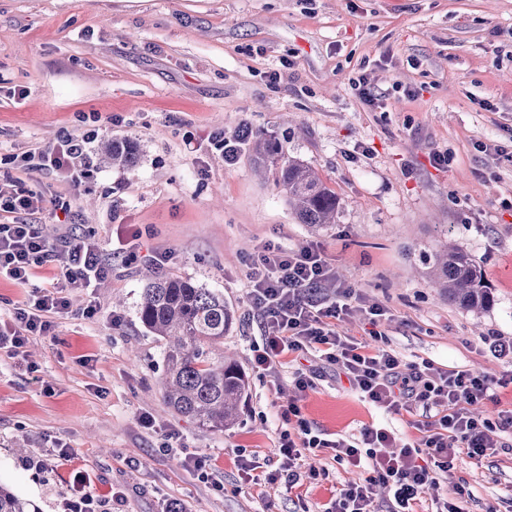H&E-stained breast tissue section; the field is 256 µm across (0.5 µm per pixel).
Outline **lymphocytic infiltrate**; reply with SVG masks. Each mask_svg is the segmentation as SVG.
Masks as SVG:
<instances>
[{"instance_id":"obj_1","label":"lymphocytic infiltrate","mask_w":512,"mask_h":512,"mask_svg":"<svg viewBox=\"0 0 512 512\" xmlns=\"http://www.w3.org/2000/svg\"><path fill=\"white\" fill-rule=\"evenodd\" d=\"M84 150V139L69 136L42 154L40 164L69 173L78 187L94 175L91 167L76 165ZM46 262L57 269L55 282L35 288L12 327L0 328V349L22 348L28 336L48 332L54 317L69 313L66 289L91 288L112 274L111 260L93 237L68 232L51 240L35 224H0V278L29 283L34 269ZM248 269V302L261 327V343L252 354L256 368L274 377L284 357L311 353L335 366L376 408L398 414L420 407L430 415L417 424L418 441L399 447L389 430L372 424L352 439L326 438L304 418L299 404L289 403L281 412L286 427L277 441L279 465L268 472V482L291 488L317 479V470H302L300 461L327 449L333 461L363 468L366 476L340 489L324 512H379V486L390 493V512H414L421 496L436 489L441 474L451 469V444L479 460L495 448L493 432L512 435V410L493 418L481 410L499 379L444 370L429 361L410 365L382 347L341 335L337 323L360 317L377 326L387 320L388 310L365 304L352 285L336 281L320 244L265 248L250 259Z\"/></svg>"}]
</instances>
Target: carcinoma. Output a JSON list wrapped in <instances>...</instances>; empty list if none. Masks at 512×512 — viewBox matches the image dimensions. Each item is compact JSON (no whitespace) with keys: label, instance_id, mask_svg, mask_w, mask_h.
Returning a JSON list of instances; mask_svg holds the SVG:
<instances>
[{"label":"carcinoma","instance_id":"1","mask_svg":"<svg viewBox=\"0 0 512 512\" xmlns=\"http://www.w3.org/2000/svg\"><path fill=\"white\" fill-rule=\"evenodd\" d=\"M253 151L258 166L276 170V183L301 223L323 228L336 222V194L310 168L285 157L275 141L258 137ZM100 159L133 170L140 153L136 144L116 137L102 144ZM424 259L433 287L449 302L465 309L492 304L481 269L459 248L444 242ZM145 277L138 314L144 327L164 341V401L206 429L224 430L237 420L248 387L237 360L224 355L233 311L224 303V295L190 278L161 276L151 269ZM0 512L39 510L0 484Z\"/></svg>","mask_w":512,"mask_h":512}]
</instances>
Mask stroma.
Wrapping results in <instances>:
<instances>
[{
    "mask_svg": "<svg viewBox=\"0 0 512 512\" xmlns=\"http://www.w3.org/2000/svg\"><path fill=\"white\" fill-rule=\"evenodd\" d=\"M360 77L375 101L354 90ZM244 125L316 172L338 199L335 224L300 223L273 172L256 174L251 148L225 164L217 137ZM87 132L90 184L39 168L59 140ZM111 137L139 144L135 170L101 164L96 149ZM436 153L447 167L432 166ZM21 188L43 196L21 222L55 238L69 226L104 252L123 244L137 254L72 292L70 313L22 353L0 350V483L40 512H64L78 469L96 496L113 498L112 512L169 502L185 512H322L364 472L324 450L302 464L327 476L291 490L264 483L292 400L333 435L376 424L403 442L418 437L421 410L375 409L312 356H289L276 380L253 366L261 335L247 262L268 244L321 243L367 302L390 308L385 349L506 379L483 409H512V359L485 344L512 340V0H0V190ZM58 197L68 212L55 209ZM440 224L479 265L488 308L452 305L427 278L422 254ZM164 252L160 273L214 289L235 312L224 349L249 389L237 423L219 432L162 398L163 342L138 307L143 274ZM54 275L47 265L25 285L0 278V321ZM91 301L97 314L81 316ZM312 366L315 389L296 395L294 372ZM145 413L154 427L139 425ZM58 439L71 458L32 468ZM242 449L256 454L261 483L241 480ZM188 454L211 460L222 488L187 470ZM461 486L470 512H512V447L478 461L458 451L441 491Z\"/></svg>",
    "mask_w": 512,
    "mask_h": 512,
    "instance_id": "35a3bbf8",
    "label": "stroma"
}]
</instances>
